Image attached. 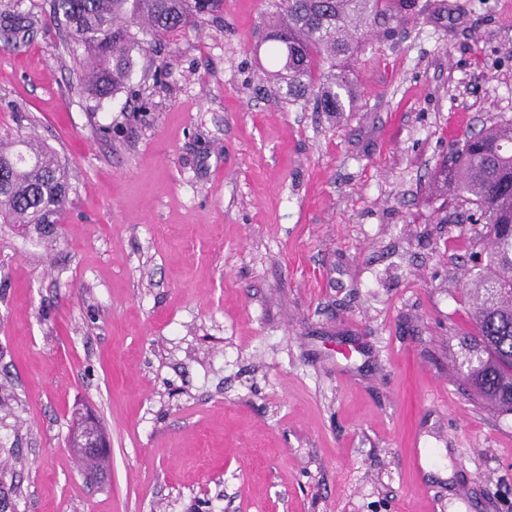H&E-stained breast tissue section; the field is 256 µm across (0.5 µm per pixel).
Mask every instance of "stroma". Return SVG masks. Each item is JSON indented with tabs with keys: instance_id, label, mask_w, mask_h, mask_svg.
I'll return each instance as SVG.
<instances>
[{
	"instance_id": "35a3bbf8",
	"label": "stroma",
	"mask_w": 512,
	"mask_h": 512,
	"mask_svg": "<svg viewBox=\"0 0 512 512\" xmlns=\"http://www.w3.org/2000/svg\"><path fill=\"white\" fill-rule=\"evenodd\" d=\"M429 2L316 112L266 75L268 0L101 102L53 0H0L31 23L0 33V136L69 173L60 223H0V512H512V411L463 382L487 228L432 184L512 118V0ZM68 447L78 458H97L104 456L106 448H109L106 437L99 427L87 423L77 424L69 439Z\"/></svg>"
}]
</instances>
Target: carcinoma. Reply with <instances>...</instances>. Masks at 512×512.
<instances>
[{"label": "carcinoma", "instance_id": "cac0c4a2", "mask_svg": "<svg viewBox=\"0 0 512 512\" xmlns=\"http://www.w3.org/2000/svg\"><path fill=\"white\" fill-rule=\"evenodd\" d=\"M264 40L276 43L272 74L290 102L318 112L353 109L351 61L370 28L392 36L419 0H271ZM53 20L83 49L80 88L100 102L128 78L132 51L144 38L168 41L198 23L224 20V0H53ZM23 149L0 140V222L55 224L68 199V172L34 139ZM435 178L448 194L485 216L490 240L485 272L475 279L471 312L476 336L467 379L485 400L512 411V119L471 135Z\"/></svg>", "mask_w": 512, "mask_h": 512}]
</instances>
